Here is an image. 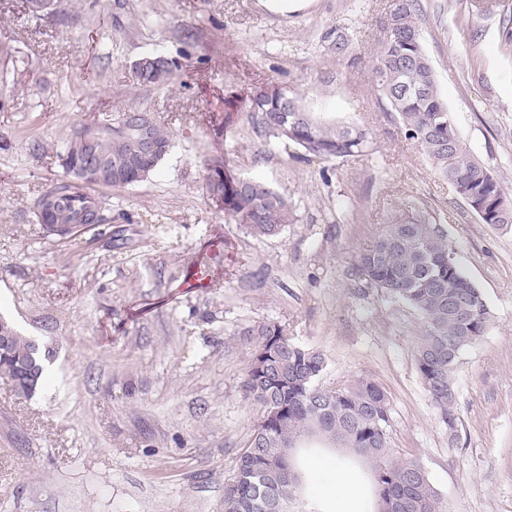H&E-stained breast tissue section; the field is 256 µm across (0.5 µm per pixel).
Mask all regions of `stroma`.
Listing matches in <instances>:
<instances>
[{"mask_svg": "<svg viewBox=\"0 0 512 512\" xmlns=\"http://www.w3.org/2000/svg\"><path fill=\"white\" fill-rule=\"evenodd\" d=\"M392 3L308 0L275 13L263 0H70L36 20L25 0H0V315L51 352L31 398L0 380V512H224V483L263 415L243 397V332L269 321L323 354L321 386L384 389L391 454L422 465L448 512H512V226L480 223L384 114L373 68ZM421 4L455 129L512 193V0ZM334 26L347 56L322 39ZM154 52L181 68L145 90L133 64ZM270 82L322 118L363 126L371 151L309 160L256 133L245 112L216 139L224 94ZM135 102L174 134L158 172L98 189L100 231L67 245L41 236L31 202L62 175L73 124H111ZM216 151L292 201L296 222L271 238L227 223L204 187ZM423 207L491 314L457 370L454 438L416 367L417 313L356 270L384 224ZM214 256L216 285L185 287L183 271ZM342 460L305 455L304 497L319 512H375L364 467L355 494L337 489Z\"/></svg>", "mask_w": 512, "mask_h": 512, "instance_id": "stroma-1", "label": "stroma"}]
</instances>
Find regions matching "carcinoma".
<instances>
[{
    "mask_svg": "<svg viewBox=\"0 0 512 512\" xmlns=\"http://www.w3.org/2000/svg\"><path fill=\"white\" fill-rule=\"evenodd\" d=\"M420 12V0H395L392 24L374 67L384 112L421 148L442 177L456 179L457 193L465 202L486 211L479 217L480 223H498L496 215L505 209L512 224V195L459 140L420 40ZM323 40L338 56L351 51L338 27L325 33ZM146 58L159 61L160 67L146 71L135 63L140 86L155 88L169 83L176 61L161 53ZM241 110L249 112L258 133L291 145L308 158L359 157L369 148V138L361 127L321 120L296 94L274 85L255 88L245 100L234 93L224 97V117L214 125L215 138L233 129ZM143 128L160 150L105 184L117 191L156 173L170 152L173 134L155 113L139 105L129 106L110 126L75 127L62 155L64 177L37 196L31 208L33 223L59 241L74 236L70 224L105 223V202L84 194V189L100 182L77 168L78 137L95 135L99 153L115 166L124 163ZM204 166L205 191L224 205L229 223L242 225L256 238L277 236L294 223L292 202L266 182L242 176L225 156H210ZM448 248V237L432 221L430 211L418 209L407 224L396 219L384 225L358 254L356 264L358 278L366 286L405 302L420 316L417 368L445 424L459 420L455 381L459 362L448 361V348L455 346L464 352L479 340L490 320L480 289L458 263L448 265ZM243 335L253 338L244 396L260 404L264 414L225 482L224 512H295L300 505L299 478L267 476L272 467L296 469L297 455L287 456L294 443L302 448H341L369 464L373 493L382 512H448L447 503L421 464L390 454V400L380 386L364 379L338 388L320 386L325 369L322 353L293 342L278 323L249 327ZM43 371L40 349L21 335L15 341L14 354L0 358V378L18 388L20 397L29 398L36 392Z\"/></svg>",
    "mask_w": 512,
    "mask_h": 512,
    "instance_id": "carcinoma-1",
    "label": "carcinoma"
}]
</instances>
